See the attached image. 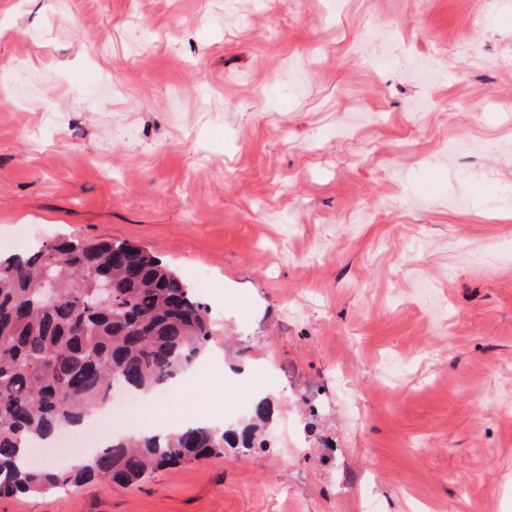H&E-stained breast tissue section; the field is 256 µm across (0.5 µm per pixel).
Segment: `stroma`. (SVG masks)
I'll list each match as a JSON object with an SVG mask.
<instances>
[{
	"instance_id": "obj_1",
	"label": "stroma",
	"mask_w": 512,
	"mask_h": 512,
	"mask_svg": "<svg viewBox=\"0 0 512 512\" xmlns=\"http://www.w3.org/2000/svg\"><path fill=\"white\" fill-rule=\"evenodd\" d=\"M21 228L206 304L142 429L271 414L0 512H512V0H0L1 254Z\"/></svg>"
}]
</instances>
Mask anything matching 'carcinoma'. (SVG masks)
I'll use <instances>...</instances> for the list:
<instances>
[{
	"instance_id": "1",
	"label": "carcinoma",
	"mask_w": 512,
	"mask_h": 512,
	"mask_svg": "<svg viewBox=\"0 0 512 512\" xmlns=\"http://www.w3.org/2000/svg\"><path fill=\"white\" fill-rule=\"evenodd\" d=\"M104 282L110 301L99 303ZM213 336L193 288L120 240L59 238L0 255V499L106 480L136 485L163 468L253 447L257 424L120 439L68 470L29 465L27 449L106 405L112 380L143 392L191 366Z\"/></svg>"
}]
</instances>
